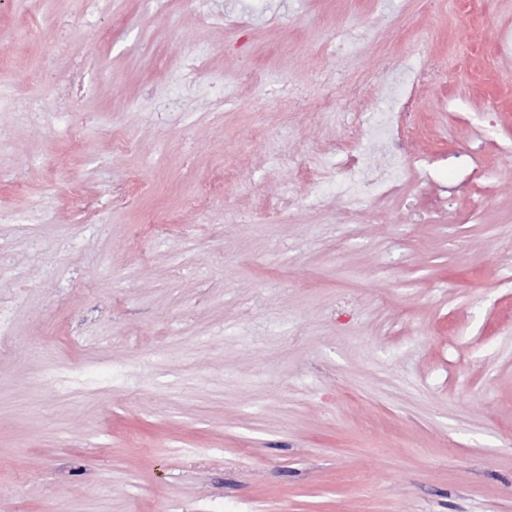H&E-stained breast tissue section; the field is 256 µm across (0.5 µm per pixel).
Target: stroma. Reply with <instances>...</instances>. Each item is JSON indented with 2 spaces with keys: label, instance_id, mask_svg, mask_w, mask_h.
Listing matches in <instances>:
<instances>
[{
  "label": "stroma",
  "instance_id": "stroma-1",
  "mask_svg": "<svg viewBox=\"0 0 512 512\" xmlns=\"http://www.w3.org/2000/svg\"><path fill=\"white\" fill-rule=\"evenodd\" d=\"M216 4L0 0V512H512V0ZM422 66L436 185L337 223L299 165ZM9 307V301L0 296V355L9 352L13 346V324Z\"/></svg>",
  "mask_w": 512,
  "mask_h": 512
}]
</instances>
